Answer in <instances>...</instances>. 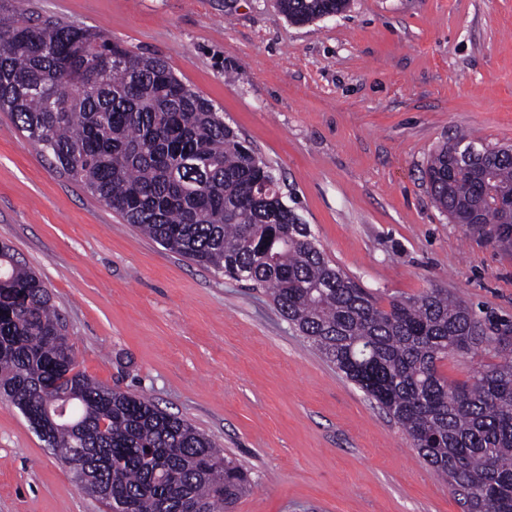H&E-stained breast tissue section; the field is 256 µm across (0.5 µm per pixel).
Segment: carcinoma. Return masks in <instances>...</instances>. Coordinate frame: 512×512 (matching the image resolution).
I'll return each mask as SVG.
<instances>
[{
    "mask_svg": "<svg viewBox=\"0 0 512 512\" xmlns=\"http://www.w3.org/2000/svg\"><path fill=\"white\" fill-rule=\"evenodd\" d=\"M294 23L348 0H278ZM0 111L56 167L166 249L268 292L288 323L401 425L465 512H512V359L462 383L439 363L512 347V320L442 289L384 306L333 263L279 180L167 62L101 31L0 4ZM440 147L426 175L442 211L512 245L493 205L512 194V148ZM0 395L48 432L77 487L109 512H230L249 471L186 420L77 369L39 276L0 246Z\"/></svg>",
    "mask_w": 512,
    "mask_h": 512,
    "instance_id": "carcinoma-1",
    "label": "carcinoma"
}]
</instances>
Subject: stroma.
<instances>
[{"mask_svg":"<svg viewBox=\"0 0 512 512\" xmlns=\"http://www.w3.org/2000/svg\"><path fill=\"white\" fill-rule=\"evenodd\" d=\"M162 57L273 168L312 235L382 300L442 288L512 317V249L425 177L458 133L512 146V0H16ZM41 275L78 365L191 423L251 473L232 512H463L402 428L270 297L165 250L0 112V243ZM0 512H106L0 400ZM348 0H279V8L294 23H307L344 11Z\"/></svg>","mask_w":512,"mask_h":512,"instance_id":"obj_1","label":"stroma"}]
</instances>
